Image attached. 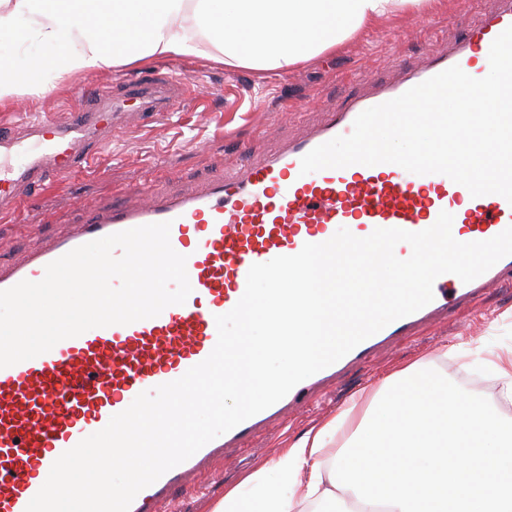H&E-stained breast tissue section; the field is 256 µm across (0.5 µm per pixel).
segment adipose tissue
I'll use <instances>...</instances> for the list:
<instances>
[{
    "instance_id": "obj_1",
    "label": "adipose tissue",
    "mask_w": 512,
    "mask_h": 512,
    "mask_svg": "<svg viewBox=\"0 0 512 512\" xmlns=\"http://www.w3.org/2000/svg\"><path fill=\"white\" fill-rule=\"evenodd\" d=\"M444 0H0V103L56 79L159 57L194 55L229 67L290 70L363 37L379 22L440 9ZM50 51L20 84L30 48ZM417 361L351 397L323 426L225 492L213 512H319L336 501L388 512H512V421L440 380L429 398L397 393Z\"/></svg>"
}]
</instances>
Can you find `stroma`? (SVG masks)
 <instances>
[{
  "instance_id": "stroma-1",
  "label": "stroma",
  "mask_w": 512,
  "mask_h": 512,
  "mask_svg": "<svg viewBox=\"0 0 512 512\" xmlns=\"http://www.w3.org/2000/svg\"><path fill=\"white\" fill-rule=\"evenodd\" d=\"M467 22L458 0H449L446 9L379 24L366 38L289 71L172 58L178 75L196 84L198 102L162 123L115 130L94 168L32 193L22 205V215L0 216V256L14 257L35 241L60 234L90 208L111 201L135 202L149 182L162 180L174 189L198 187L241 147L263 154L278 136L302 134L323 112L360 93L355 73L368 80L393 81L401 68L421 60L432 41L462 38ZM139 72L136 66H115L63 78L45 93L21 94L0 106V124L36 113H60L115 78ZM510 355L512 291L492 288L447 323L425 328L393 351L348 371L328 388L325 399L225 454L208 473L177 489L166 512H211L226 490L247 473L271 465L306 430L333 418L353 393L377 388L395 369L417 360L431 362L451 387L487 399L512 417V401L502 399L503 382L496 374L497 364Z\"/></svg>"
}]
</instances>
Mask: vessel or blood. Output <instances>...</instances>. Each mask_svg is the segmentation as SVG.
I'll list each match as a JSON object with an SVG mask.
<instances>
[{
    "label": "vessel or blood",
    "mask_w": 512,
    "mask_h": 512,
    "mask_svg": "<svg viewBox=\"0 0 512 512\" xmlns=\"http://www.w3.org/2000/svg\"><path fill=\"white\" fill-rule=\"evenodd\" d=\"M511 26L512 0H499L494 12L470 19L464 40L430 50L396 82L333 108L312 132L285 141L267 157L225 161L223 172L196 190L150 183L142 203L102 205L45 244L1 262L0 290H6L24 280H42L48 264L83 244L167 221L173 249L187 258L192 292L184 304L168 306L156 317L93 328L35 358L0 368V512H26L65 451L105 428L140 393L179 379L205 360L217 342L215 318L242 297L252 265L295 255L304 244L325 242L342 227L359 238L378 228L420 232L444 211L453 215L452 234L461 242L485 241L512 226L511 202L497 194L471 196L443 174L417 175L390 163L300 172L304 155L351 134L364 110L455 65L471 77H485L489 61L480 57V48L491 46ZM193 93L189 79L164 65L98 88L94 107L81 104L60 118L48 114L0 125V213H14L33 190L89 167L111 144L115 125L161 122L184 109ZM493 285L512 286V255L468 283L452 274L439 276L432 302L210 441L142 489L130 512H162L172 491L206 473L225 449L241 446L344 369L469 307Z\"/></svg>",
    "instance_id": "b4317fda"
}]
</instances>
